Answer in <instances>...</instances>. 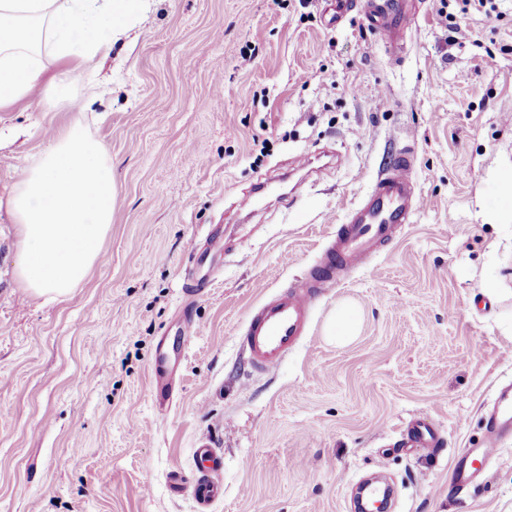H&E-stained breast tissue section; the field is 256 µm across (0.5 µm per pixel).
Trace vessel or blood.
<instances>
[{
  "instance_id": "b4317fda",
  "label": "vessel or blood",
  "mask_w": 512,
  "mask_h": 512,
  "mask_svg": "<svg viewBox=\"0 0 512 512\" xmlns=\"http://www.w3.org/2000/svg\"><path fill=\"white\" fill-rule=\"evenodd\" d=\"M336 23L355 14L362 15L367 26L378 33L385 44L395 45L402 31L410 28L416 17L415 0H378L366 5L362 0H325ZM414 144L406 142L393 164L379 176L370 193L348 208L347 221L327 248L323 260L306 278L255 307L249 314L239 343L254 370L269 372L281 365L288 352L304 335L310 311L320 297L325 283L335 280L341 271L361 266L378 247L394 239L399 226L409 223L421 202L413 177ZM195 256L224 255V233L212 230ZM152 391L159 407L170 405L176 383V370L165 351H157L151 364ZM482 447L464 449L454 463V476L464 484L476 478H489V463L500 439L512 432V392L501 389L486 421ZM405 447L428 450L438 447L440 439L423 418L410 419L403 429ZM194 455L199 467L193 478H186L180 467L167 476L172 495H187L197 512H211L224 496V462L219 449L202 443Z\"/></svg>"
}]
</instances>
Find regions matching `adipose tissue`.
<instances>
[{"label": "adipose tissue", "instance_id": "obj_1", "mask_svg": "<svg viewBox=\"0 0 512 512\" xmlns=\"http://www.w3.org/2000/svg\"><path fill=\"white\" fill-rule=\"evenodd\" d=\"M150 0H0V109L41 95L50 64L96 70Z\"/></svg>", "mask_w": 512, "mask_h": 512}]
</instances>
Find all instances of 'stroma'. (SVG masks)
<instances>
[{"instance_id":"35a3bbf8","label":"stroma","mask_w":512,"mask_h":512,"mask_svg":"<svg viewBox=\"0 0 512 512\" xmlns=\"http://www.w3.org/2000/svg\"><path fill=\"white\" fill-rule=\"evenodd\" d=\"M461 6L421 0L396 65L361 17L329 25L323 0H152L96 77L56 66L82 109L47 92L0 112V512H195L166 474L193 475L204 442L224 455L212 512H352L379 467L391 512H512V434L490 480L453 476L512 382V10ZM449 12L467 30L456 42ZM76 123L106 148L119 194L100 259L50 301L18 283L7 201ZM409 139L411 223L325 286L278 369H252L250 309L320 263ZM260 182V204L241 209ZM216 224L224 257L186 303L191 245ZM347 306L359 334L339 343L328 326ZM186 311L163 410L150 361ZM416 416L439 448L403 447Z\"/></svg>"}]
</instances>
